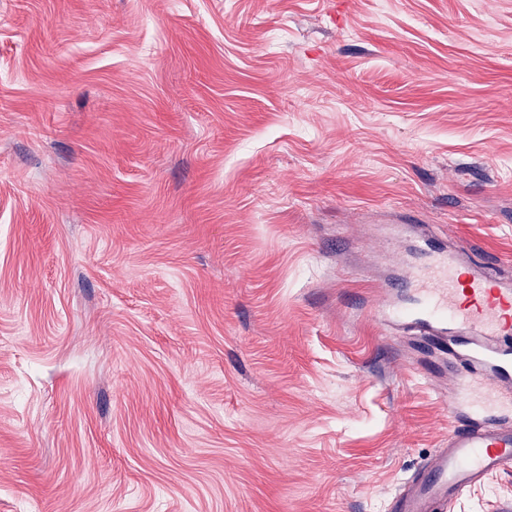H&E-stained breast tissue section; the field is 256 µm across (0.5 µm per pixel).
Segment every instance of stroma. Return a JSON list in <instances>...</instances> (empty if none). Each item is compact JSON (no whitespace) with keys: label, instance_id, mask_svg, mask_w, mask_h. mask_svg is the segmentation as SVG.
I'll return each mask as SVG.
<instances>
[{"label":"stroma","instance_id":"35a3bbf8","mask_svg":"<svg viewBox=\"0 0 512 512\" xmlns=\"http://www.w3.org/2000/svg\"><path fill=\"white\" fill-rule=\"evenodd\" d=\"M375 212L512 280V0H0V512H384L452 386Z\"/></svg>","mask_w":512,"mask_h":512}]
</instances>
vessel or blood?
Here are the masks:
<instances>
[{
    "mask_svg": "<svg viewBox=\"0 0 512 512\" xmlns=\"http://www.w3.org/2000/svg\"><path fill=\"white\" fill-rule=\"evenodd\" d=\"M401 292L369 304L385 333L420 337L465 402L449 401L445 447L422 462L387 512H452L470 491L512 472V283L491 267L420 239Z\"/></svg>",
    "mask_w": 512,
    "mask_h": 512,
    "instance_id": "vessel-or-blood-1",
    "label": "vessel or blood"
}]
</instances>
